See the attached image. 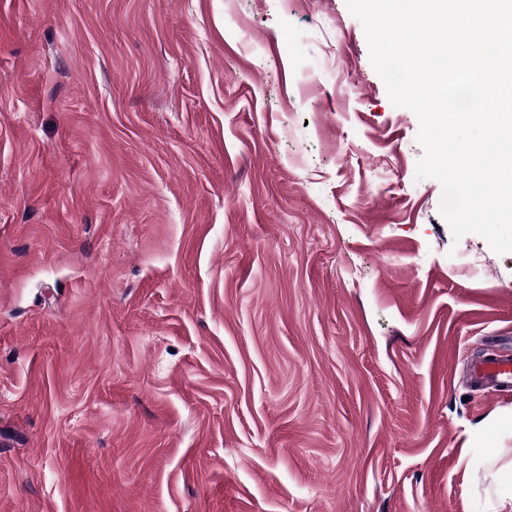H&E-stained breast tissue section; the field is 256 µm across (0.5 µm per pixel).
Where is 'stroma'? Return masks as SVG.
<instances>
[{"mask_svg": "<svg viewBox=\"0 0 512 512\" xmlns=\"http://www.w3.org/2000/svg\"><path fill=\"white\" fill-rule=\"evenodd\" d=\"M418 130L345 0H0V512H499Z\"/></svg>", "mask_w": 512, "mask_h": 512, "instance_id": "obj_1", "label": "stroma"}]
</instances>
